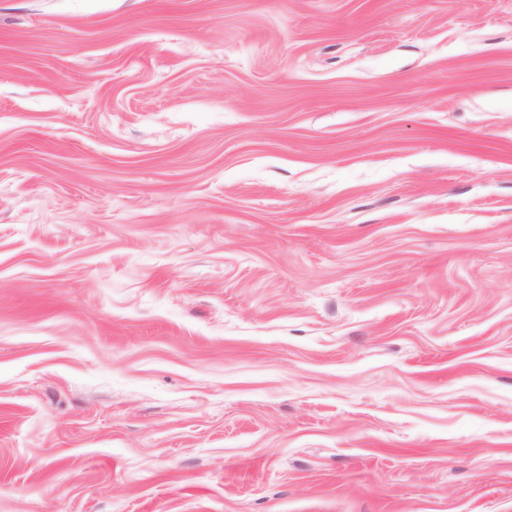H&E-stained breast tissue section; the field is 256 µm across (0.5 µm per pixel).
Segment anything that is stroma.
<instances>
[{
  "label": "stroma",
  "mask_w": 512,
  "mask_h": 512,
  "mask_svg": "<svg viewBox=\"0 0 512 512\" xmlns=\"http://www.w3.org/2000/svg\"><path fill=\"white\" fill-rule=\"evenodd\" d=\"M0 512H512V0H0Z\"/></svg>",
  "instance_id": "1"
}]
</instances>
